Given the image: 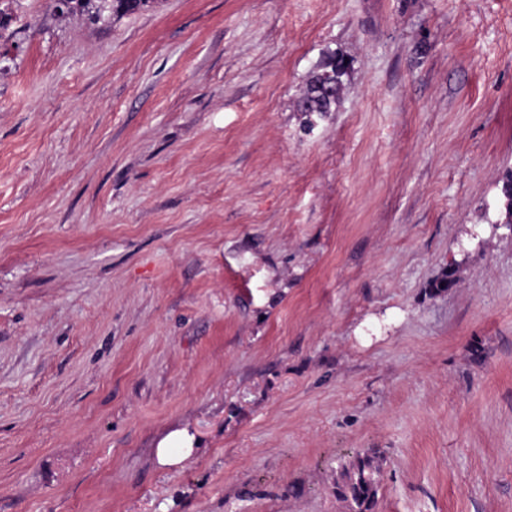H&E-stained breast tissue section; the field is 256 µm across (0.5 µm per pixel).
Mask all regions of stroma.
Returning a JSON list of instances; mask_svg holds the SVG:
<instances>
[{"label":"stroma","instance_id":"stroma-1","mask_svg":"<svg viewBox=\"0 0 512 512\" xmlns=\"http://www.w3.org/2000/svg\"><path fill=\"white\" fill-rule=\"evenodd\" d=\"M511 173L512 0H0V512H512ZM349 66L340 56H331L324 65L313 74L303 90L298 102V109L302 112H331L343 85V77L347 74ZM333 89L332 94L327 89ZM308 103L306 106L305 104ZM193 438L185 431H175L166 436L156 448V458L160 465H175L189 457L194 448ZM377 452L356 456L343 463L336 477L337 497L348 512H375L383 480Z\"/></svg>","mask_w":512,"mask_h":512}]
</instances>
